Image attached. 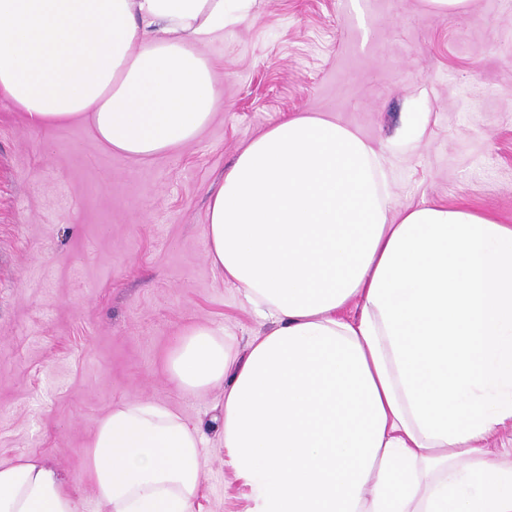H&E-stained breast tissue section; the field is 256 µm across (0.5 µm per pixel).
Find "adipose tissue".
Listing matches in <instances>:
<instances>
[{"instance_id":"1","label":"adipose tissue","mask_w":512,"mask_h":512,"mask_svg":"<svg viewBox=\"0 0 512 512\" xmlns=\"http://www.w3.org/2000/svg\"><path fill=\"white\" fill-rule=\"evenodd\" d=\"M253 0H0V95L27 124L77 119L115 154L196 140L218 106L200 50ZM206 258L270 327L234 352L182 330L171 380L224 387L247 512H512V225L464 204L394 211L381 152L306 113L253 139L214 190ZM203 434L113 405L84 472L107 512H189ZM0 512H78L40 459L0 460Z\"/></svg>"}]
</instances>
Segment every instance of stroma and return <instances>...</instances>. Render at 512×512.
Instances as JSON below:
<instances>
[{"label": "stroma", "instance_id": "stroma-1", "mask_svg": "<svg viewBox=\"0 0 512 512\" xmlns=\"http://www.w3.org/2000/svg\"><path fill=\"white\" fill-rule=\"evenodd\" d=\"M217 113L197 140L131 160L74 121L44 132L0 96V459L57 468L105 512L84 449L112 405H168L204 431L191 512H247L214 422L224 389L172 383L190 324L245 351L266 323L206 260L211 193L252 139L300 112L380 147L396 208L464 203L512 225V0H257L205 43ZM425 132L407 143L411 115Z\"/></svg>", "mask_w": 512, "mask_h": 512}]
</instances>
